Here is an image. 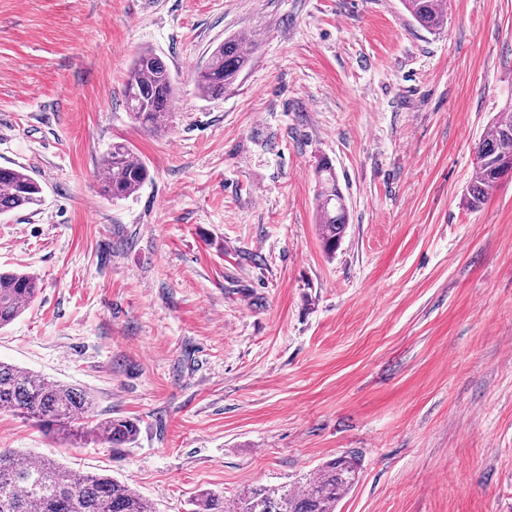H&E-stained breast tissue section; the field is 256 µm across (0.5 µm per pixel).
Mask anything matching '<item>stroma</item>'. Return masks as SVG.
Returning <instances> with one entry per match:
<instances>
[{"instance_id":"obj_1","label":"stroma","mask_w":512,"mask_h":512,"mask_svg":"<svg viewBox=\"0 0 512 512\" xmlns=\"http://www.w3.org/2000/svg\"><path fill=\"white\" fill-rule=\"evenodd\" d=\"M0 0V166L43 188L0 215V269L40 291L0 360L85 391L82 447L0 410V448L117 478L156 512L233 498L341 455L336 512H512V179L463 204L476 146L512 110V0ZM251 66L219 99L194 73L224 38ZM152 49L172 119L133 123L122 88ZM124 144L150 176L101 190ZM328 158L348 209L316 221ZM442 0H403L402 5L420 28L431 32L439 30L444 22ZM319 191L316 207L319 213V236L327 254L336 252L347 221L344 196L338 186L335 169L328 159H323L317 168Z\"/></svg>"}]
</instances>
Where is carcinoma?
Returning <instances> with one entry per match:
<instances>
[{"instance_id":"obj_1","label":"carcinoma","mask_w":512,"mask_h":512,"mask_svg":"<svg viewBox=\"0 0 512 512\" xmlns=\"http://www.w3.org/2000/svg\"><path fill=\"white\" fill-rule=\"evenodd\" d=\"M420 28L440 29L445 12L442 0H402ZM254 46L244 36H232L215 47L195 73L199 92L208 98L224 96L252 62ZM174 81L164 60L151 49L134 60L123 98L130 119L158 132L169 125ZM319 236L328 254L336 252L347 221L344 196L336 172L327 159L317 168ZM512 177V112H499L476 147V166L464 201L478 210L502 180ZM149 178L147 166L123 145H114L100 163L105 195L125 199ZM43 189L22 167H0V215L16 209H38ZM37 277L24 271H0V326L19 317L34 299ZM91 397L74 387L50 383L19 367L0 361V409L29 420L45 431L67 438H102L119 448L134 441V421L113 418L92 426L78 423L92 411ZM359 477L352 456L327 462L315 474L292 486L258 485L232 499L204 491L191 499V512H336L337 503ZM0 512H155L127 484L108 475L75 472L44 458L26 462L16 450L0 448Z\"/></svg>"}]
</instances>
